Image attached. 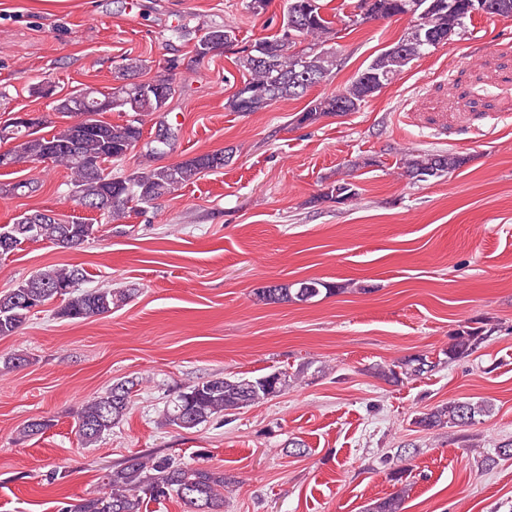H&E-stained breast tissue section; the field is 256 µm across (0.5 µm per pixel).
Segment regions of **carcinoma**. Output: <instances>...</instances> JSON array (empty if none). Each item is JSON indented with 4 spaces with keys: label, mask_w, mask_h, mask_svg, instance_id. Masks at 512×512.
Returning a JSON list of instances; mask_svg holds the SVG:
<instances>
[{
    "label": "carcinoma",
    "mask_w": 512,
    "mask_h": 512,
    "mask_svg": "<svg viewBox=\"0 0 512 512\" xmlns=\"http://www.w3.org/2000/svg\"><path fill=\"white\" fill-rule=\"evenodd\" d=\"M418 23L410 25L393 43L400 47L377 55L352 80L331 93L310 101L298 122L313 124L324 116H342L358 111L366 102L362 96L364 80L375 79L379 87L392 83L414 59L427 54L443 43L447 34H456L465 20L475 16L471 0H415ZM403 0H358V12L348 16L347 27L357 28L374 18H391L404 14ZM332 22L322 14L319 0H288L282 34L263 38L241 51L235 60L238 70L247 78L237 91L226 99L224 108L230 112H258L280 99L300 97L308 89L321 84L336 70V52L326 47L335 39ZM235 38V31L225 26H210L195 44V56L205 58L224 49ZM308 41L307 47L295 52L296 41ZM176 66L166 73L143 81L146 86L164 85L160 96L149 94L131 97L114 87L105 93L85 86L59 100L56 111L69 117L80 113L84 124L70 122L47 135L40 134L37 120L28 126L10 122L0 125V142L13 143L12 149L0 153V169L25 162H51L70 171L69 195L89 208L103 204L102 215L122 216L129 204L152 205L195 182L201 175L224 168L229 162L226 152L217 150L184 159L175 164L114 177L105 172L104 164L123 159L143 136V117L162 111L177 91ZM129 112V119L112 123L100 119L104 112ZM465 158L447 151L419 153L406 160V174L411 178L442 177L459 169ZM357 195L353 183L336 181L323 197L346 202ZM98 226L86 221L50 219L41 224L0 225V255L17 250L18 244L49 241L61 248L76 249L95 237ZM85 270L77 265L49 266L14 288L0 295V337L16 335L27 323L34 307L58 302L54 315L59 319L104 317L122 306L131 297L125 289L98 288L82 291L79 284ZM335 286L319 279H309L296 286L277 284L257 289L256 297L267 304L308 302L322 294H333ZM483 340L481 334L462 330L448 344V360L464 358ZM435 363L423 356L408 358L381 374L398 381L419 377L433 371ZM289 375L274 372L257 378L236 376L213 377L180 389L164 412L167 425L193 429L218 417L274 397L288 387ZM135 383H115L101 395L85 401L76 414V434L81 442L92 446L119 424L130 404ZM491 412L485 402L453 400L434 406L415 418L419 427L431 430L445 427H466ZM52 426L49 419H36L20 430L21 438L44 432ZM106 493L77 504H69L62 512H142L146 500L158 501L174 494L185 507L195 512H223L224 471L211 466L177 464L165 456H134L105 472L102 476ZM405 488L375 502L367 512H401Z\"/></svg>",
    "instance_id": "obj_1"
}]
</instances>
